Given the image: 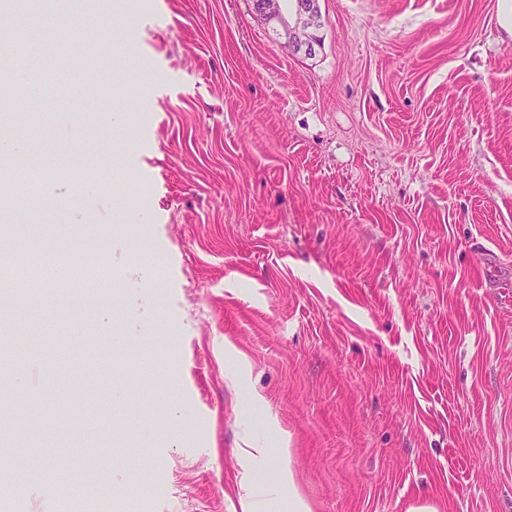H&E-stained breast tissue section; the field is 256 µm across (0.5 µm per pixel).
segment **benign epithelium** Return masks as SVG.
<instances>
[{
  "mask_svg": "<svg viewBox=\"0 0 512 512\" xmlns=\"http://www.w3.org/2000/svg\"><path fill=\"white\" fill-rule=\"evenodd\" d=\"M256 13L273 19L278 36L293 51L308 55L321 47L319 0H259Z\"/></svg>",
  "mask_w": 512,
  "mask_h": 512,
  "instance_id": "7a95c632",
  "label": "benign epithelium"
}]
</instances>
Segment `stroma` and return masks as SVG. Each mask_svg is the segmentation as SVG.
Wrapping results in <instances>:
<instances>
[{
	"label": "stroma",
	"mask_w": 512,
	"mask_h": 512,
	"mask_svg": "<svg viewBox=\"0 0 512 512\" xmlns=\"http://www.w3.org/2000/svg\"><path fill=\"white\" fill-rule=\"evenodd\" d=\"M507 3L320 0L312 57L249 0H110L109 32L84 0L61 30L0 14L65 43L8 65L24 149L97 170L0 194V252L114 275L96 315L0 308L8 512H61L95 461L121 512H512ZM85 349L111 372L58 370ZM283 436L289 487L249 454Z\"/></svg>",
	"instance_id": "1"
}]
</instances>
